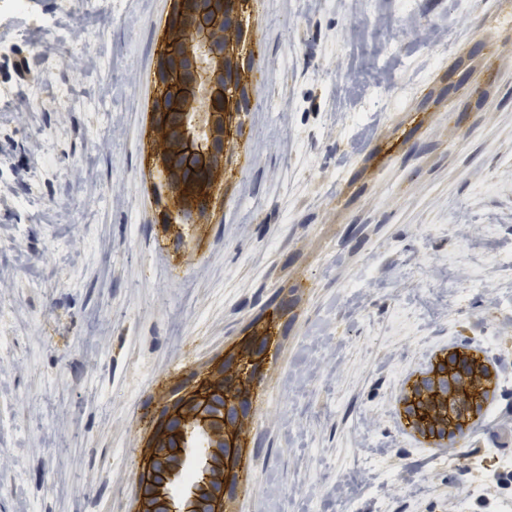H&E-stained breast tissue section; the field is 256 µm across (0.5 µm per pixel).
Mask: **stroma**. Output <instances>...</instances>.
<instances>
[{
  "mask_svg": "<svg viewBox=\"0 0 512 512\" xmlns=\"http://www.w3.org/2000/svg\"><path fill=\"white\" fill-rule=\"evenodd\" d=\"M503 0H259L265 59L210 218L164 232L152 158L172 0L0 13V512H136L167 392L296 287L258 387L240 512H501L512 501V27ZM481 100L444 97L370 180L355 161L473 27ZM497 374L439 451L399 399L441 348ZM470 40H478L481 51H482V58L486 61L487 66L485 70L486 74V81L492 82L495 78V67L493 64L492 59L494 58L496 54V42L494 39L489 35V33L481 30L480 28H476L470 37Z\"/></svg>",
  "mask_w": 512,
  "mask_h": 512,
  "instance_id": "1",
  "label": "stroma"
}]
</instances>
